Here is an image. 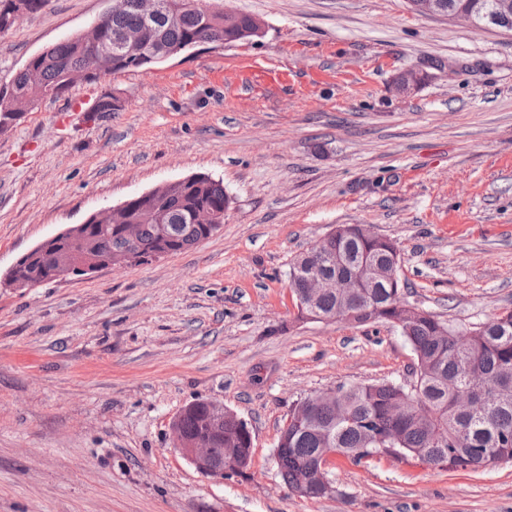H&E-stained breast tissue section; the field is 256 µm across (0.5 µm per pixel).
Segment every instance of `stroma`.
Returning a JSON list of instances; mask_svg holds the SVG:
<instances>
[{"label": "stroma", "instance_id": "obj_1", "mask_svg": "<svg viewBox=\"0 0 512 512\" xmlns=\"http://www.w3.org/2000/svg\"><path fill=\"white\" fill-rule=\"evenodd\" d=\"M262 36L75 84L0 133V278L45 238L195 174L220 231L139 266L0 285V512H512V461L336 457L308 499L274 458L294 403L411 377L399 328L297 320L289 266L339 224L393 240L409 305L469 328L512 310V33L407 0H214ZM109 0H47L0 33V86ZM425 73L414 92L398 74ZM105 93L119 110L90 106ZM223 404L245 475L199 474L170 424Z\"/></svg>", "mask_w": 512, "mask_h": 512}]
</instances>
